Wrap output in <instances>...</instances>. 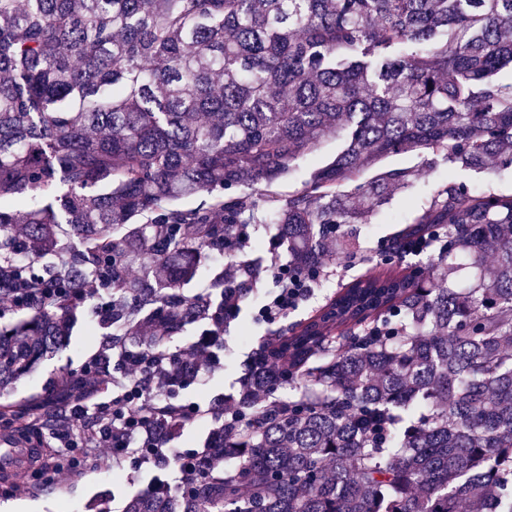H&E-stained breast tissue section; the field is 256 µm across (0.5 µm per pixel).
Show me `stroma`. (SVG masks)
<instances>
[{"instance_id":"obj_1","label":"stroma","mask_w":512,"mask_h":512,"mask_svg":"<svg viewBox=\"0 0 512 512\" xmlns=\"http://www.w3.org/2000/svg\"><path fill=\"white\" fill-rule=\"evenodd\" d=\"M343 147L342 138H328L293 162L288 175L280 181L270 185L233 186L225 189L224 195L254 201L257 211L269 210L273 200L285 199L289 193L302 189L310 173L333 160ZM422 163L427 166L424 175L408 189L392 195L371 223L344 225V233L355 245L353 258L346 261L335 256L327 258L313 295L297 310L272 325L254 319L257 309L277 288L270 275H263L256 287L243 295L239 318L224 329V349L219 354V365L177 390L176 401L195 402L210 408L215 399L237 395L249 360L264 339L294 333L354 279L375 275L387 268L396 270L407 265L428 267L429 254L401 257L387 251L386 246L402 225L410 223L427 207L436 191L447 181H455L470 190L512 193V169L501 170L490 165L484 170L473 171L449 164L441 154L427 159L417 153L395 154L381 161L377 169L366 171L361 180L365 183L372 181L380 170L412 168ZM92 307V302L88 301L74 312L69 347L44 359L31 378L23 380L13 391L0 395V403L27 405L29 414L33 416L47 414L56 408L59 399L45 397V385L77 375L82 362L96 353L98 336L107 331L102 319L92 314ZM154 476L151 469L130 478L122 476L115 479L110 474L97 473L74 478L57 490L42 491L32 490L28 479L24 478L20 481L22 492L16 502L22 512H97L100 505L111 500L126 501L152 483Z\"/></svg>"}]
</instances>
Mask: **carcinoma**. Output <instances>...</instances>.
I'll list each match as a JSON object with an SVG mask.
<instances>
[{"instance_id":"cac0c4a2","label":"carcinoma","mask_w":512,"mask_h":512,"mask_svg":"<svg viewBox=\"0 0 512 512\" xmlns=\"http://www.w3.org/2000/svg\"><path fill=\"white\" fill-rule=\"evenodd\" d=\"M512 0H0V298L36 288L0 326V392L68 347L74 307L112 301V346L134 353L210 323L180 292L204 256L237 255L239 224H274L288 265L350 257L417 171L443 153L512 165ZM344 149L257 213L234 185L272 184L326 138ZM190 210L175 203L201 193ZM512 194L450 180L391 241L429 239V271L351 284L350 328L305 325L260 352L195 473L148 485L125 512H512ZM186 359L151 402L192 379ZM298 379L289 400L260 407ZM155 447L170 418L148 426ZM423 158V155L417 153L391 155L381 161L374 169L366 171L359 180V183H368L372 181L377 173L388 169L413 168L419 165Z\"/></svg>"}]
</instances>
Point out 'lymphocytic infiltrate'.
Segmentation results:
<instances>
[{
	"label": "lymphocytic infiltrate",
	"mask_w": 512,
	"mask_h": 512,
	"mask_svg": "<svg viewBox=\"0 0 512 512\" xmlns=\"http://www.w3.org/2000/svg\"><path fill=\"white\" fill-rule=\"evenodd\" d=\"M270 273L279 287L256 317L273 324L311 296L317 277L277 263L271 265ZM240 300L234 288H227L223 306L213 314L212 327L186 346L162 354L121 355L119 378L102 379L96 359L86 360L80 369L83 384L68 396L69 418L50 432L38 428L33 433L32 446L44 451L40 464L31 472L33 480L52 487L77 476L88 462L100 471H122L154 465L159 458L169 456V449L137 441L147 422L161 415L149 400L151 384L167 367L188 357L200 370L211 371L218 363L215 351L222 345L220 332L239 317Z\"/></svg>",
	"instance_id": "obj_1"
}]
</instances>
